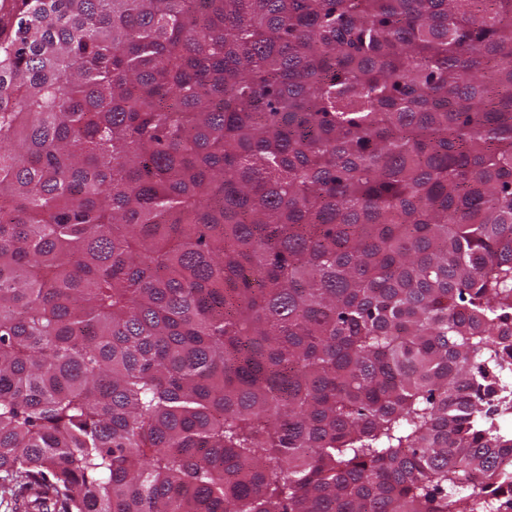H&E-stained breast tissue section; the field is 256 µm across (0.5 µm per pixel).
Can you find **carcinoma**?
I'll use <instances>...</instances> for the list:
<instances>
[{
	"label": "carcinoma",
	"mask_w": 512,
	"mask_h": 512,
	"mask_svg": "<svg viewBox=\"0 0 512 512\" xmlns=\"http://www.w3.org/2000/svg\"><path fill=\"white\" fill-rule=\"evenodd\" d=\"M476 2L0 3L23 512H509L512 0ZM484 396V410L489 418L506 422L512 428V368L500 372L493 391Z\"/></svg>",
	"instance_id": "1"
}]
</instances>
